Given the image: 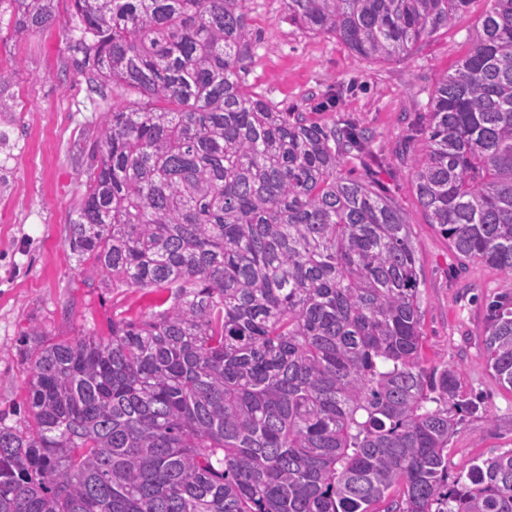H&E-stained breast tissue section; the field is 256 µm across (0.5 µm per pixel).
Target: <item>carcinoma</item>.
Returning <instances> with one entry per match:
<instances>
[{
	"label": "carcinoma",
	"instance_id": "1",
	"mask_svg": "<svg viewBox=\"0 0 512 512\" xmlns=\"http://www.w3.org/2000/svg\"><path fill=\"white\" fill-rule=\"evenodd\" d=\"M57 0H0L16 29ZM67 50L103 138L69 246L104 288L160 294L109 335L18 355L25 408L0 412V512H512V453L448 480L475 403L426 366L411 224L370 181L371 134L246 89L249 0H67ZM473 0H283L288 20L361 57L407 59ZM393 160L453 250L512 275V0H487ZM489 367L512 392V298L491 306ZM386 504L379 511L375 505Z\"/></svg>",
	"mask_w": 512,
	"mask_h": 512
}]
</instances>
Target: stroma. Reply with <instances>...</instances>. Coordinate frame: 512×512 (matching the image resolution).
Masks as SVG:
<instances>
[{
	"label": "stroma",
	"mask_w": 512,
	"mask_h": 512,
	"mask_svg": "<svg viewBox=\"0 0 512 512\" xmlns=\"http://www.w3.org/2000/svg\"><path fill=\"white\" fill-rule=\"evenodd\" d=\"M485 8L486 0H473L451 26L420 41L410 58L374 62L340 39L300 30L282 0H249L261 41L248 89L314 123L353 119L372 131L374 153L391 155L420 123L436 78L465 54ZM68 38L61 21L19 33L13 20L0 19V411L27 396L17 351L25 328L56 337L103 336L113 311L137 315L156 301L135 288L99 287L96 269L70 250L69 224L103 128L98 96L67 65ZM343 171L373 181L412 223L427 363L461 364L464 389L476 405L448 444L449 471L511 452L512 392L489 369L481 335L491 302L512 296V277L449 248L410 191L406 168H369L350 155Z\"/></svg>",
	"instance_id": "obj_1"
}]
</instances>
